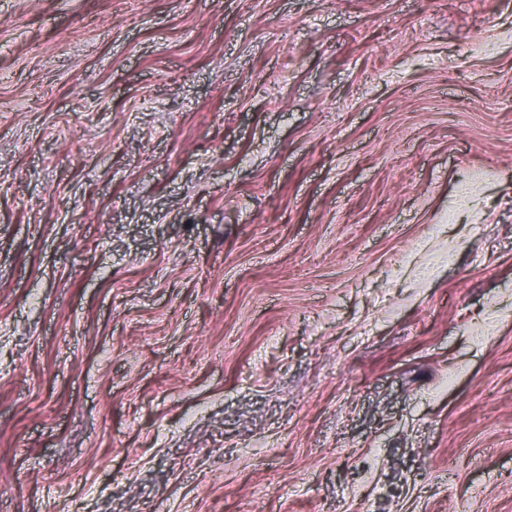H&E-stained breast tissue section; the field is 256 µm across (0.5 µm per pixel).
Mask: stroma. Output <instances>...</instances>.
I'll list each match as a JSON object with an SVG mask.
<instances>
[{"label": "stroma", "mask_w": 512, "mask_h": 512, "mask_svg": "<svg viewBox=\"0 0 512 512\" xmlns=\"http://www.w3.org/2000/svg\"><path fill=\"white\" fill-rule=\"evenodd\" d=\"M0 512H512V0H0Z\"/></svg>", "instance_id": "obj_1"}]
</instances>
